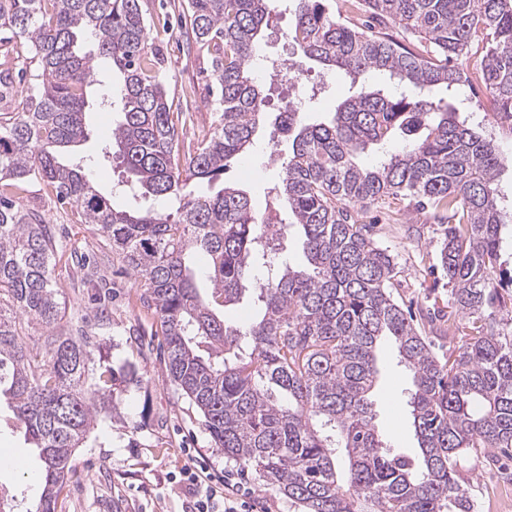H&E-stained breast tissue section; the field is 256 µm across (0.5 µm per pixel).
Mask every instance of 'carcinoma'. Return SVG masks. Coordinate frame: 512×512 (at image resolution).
I'll return each mask as SVG.
<instances>
[{"label":"carcinoma","instance_id":"cac0c4a2","mask_svg":"<svg viewBox=\"0 0 512 512\" xmlns=\"http://www.w3.org/2000/svg\"><path fill=\"white\" fill-rule=\"evenodd\" d=\"M292 2L289 41L348 76L352 94L327 121L304 124L293 112L292 152L270 188L291 222L267 223L231 185L209 196L191 189L223 175L267 120L251 67L269 0H189L187 30L210 56L221 122L183 158L141 0H0V27L28 46L37 88L0 122V187L39 178L76 204L140 281L171 382L224 458L260 485L302 512H476L459 482L463 461L512 450V270L502 261L512 209L498 203L505 159L495 138L476 131L454 98L465 73L453 62L480 59L495 127L512 136V0H362L378 24H399L406 44L336 19L330 0ZM97 59L120 81L102 158L123 165V206L65 157L86 137ZM368 72L402 91L357 86ZM439 86L445 104L431 97ZM398 136L401 152L360 164L369 147ZM389 199L444 223L440 262L456 315L448 339L462 344L442 357L393 297L394 256L352 213ZM295 228L302 270L283 260ZM54 250L44 220L1 192L0 399L45 465L34 512H54L74 449L115 410L118 386L138 381L108 365L93 370L91 337L60 329ZM201 253L208 297L196 282ZM256 270L265 278L252 280ZM249 282L255 314L226 322L216 308L238 304ZM23 322L42 330L41 345L24 340ZM384 338L411 375L418 456L388 446L373 424Z\"/></svg>","mask_w":512,"mask_h":512}]
</instances>
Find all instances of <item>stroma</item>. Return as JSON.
I'll return each instance as SVG.
<instances>
[{
	"mask_svg": "<svg viewBox=\"0 0 512 512\" xmlns=\"http://www.w3.org/2000/svg\"><path fill=\"white\" fill-rule=\"evenodd\" d=\"M187 0H142L148 20L150 43L164 60L161 80L176 100L191 104L189 116H176L182 150H194L203 136L219 127L220 111L209 105L214 84L205 50L187 44ZM275 15L259 41L258 52L286 56L296 64L301 81L324 87L325 95L310 101L305 123L325 120L328 112L349 94V84L336 72L305 57L285 41L283 30L291 23L289 0H272ZM111 82L93 86L87 110V136L72 154L96 158L111 138L117 115L101 112L97 101L110 93ZM270 126H261L245 155L231 161L221 179L201 186L212 194L231 184L244 190L258 212H265L269 187L277 181L283 159L292 151L291 138L270 137ZM20 205L37 211L55 233L58 254L54 278L61 309V324L83 329L102 346L113 368H133L140 385H128L115 396L116 413L100 416L94 429L73 457V474L61 490L55 512H185L190 498L182 472L189 462L206 466L230 489L243 493L254 512H298L284 495L259 486L253 473L225 459L215 448L201 423L199 411L171 383L165 359L153 335L159 328L156 316L140 304L141 288L134 276L121 273L119 255L84 224L75 204L60 203L55 191L42 180L23 183L17 191ZM371 237L388 247L400 270L394 295L405 308L448 307V281L437 268L441 226L430 215L407 201L367 208L363 217ZM94 250L101 263L112 300L104 314H97L98 286L80 285L75 267L80 254ZM377 379L372 395L375 425L391 447L418 454V442L406 405L410 374L400 364L391 341L377 351ZM8 407L0 408V453L17 458L19 466L0 470V488L13 496L16 512H29L42 492L38 479L42 463L22 434L7 423ZM512 459L493 465L468 459L460 482L478 502V512H488L486 496L495 493L508 500L512 512Z\"/></svg>",
	"mask_w": 512,
	"mask_h": 512,
	"instance_id": "35a3bbf8",
	"label": "stroma"
}]
</instances>
